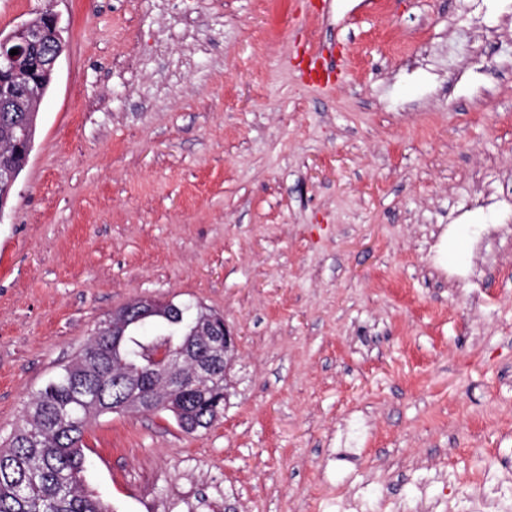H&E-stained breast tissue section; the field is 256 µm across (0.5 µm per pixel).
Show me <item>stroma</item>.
<instances>
[{
	"label": "stroma",
	"mask_w": 512,
	"mask_h": 512,
	"mask_svg": "<svg viewBox=\"0 0 512 512\" xmlns=\"http://www.w3.org/2000/svg\"><path fill=\"white\" fill-rule=\"evenodd\" d=\"M45 11L0 440L113 310L171 301L237 332L236 393L192 434L92 421L113 512H512V0H0V33Z\"/></svg>",
	"instance_id": "1"
}]
</instances>
